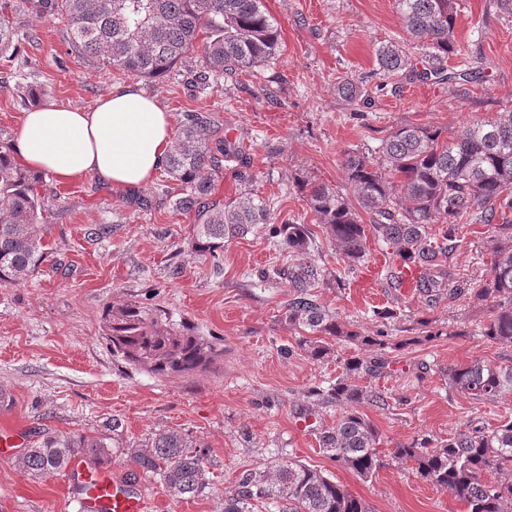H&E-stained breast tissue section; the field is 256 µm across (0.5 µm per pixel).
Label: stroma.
Listing matches in <instances>:
<instances>
[{"mask_svg":"<svg viewBox=\"0 0 512 512\" xmlns=\"http://www.w3.org/2000/svg\"><path fill=\"white\" fill-rule=\"evenodd\" d=\"M18 33L13 59L0 60V143H15L24 112L37 101L88 108L121 84H140L181 125L187 112L217 113L224 128L241 135L253 181L240 180L232 160L215 179L217 198L250 192L267 204L274 223L312 225L313 263L340 275L344 287L319 288L318 301L367 336L380 324L373 308L400 305L394 326L404 349L391 352V370L373 378L391 393L387 409L365 412L384 447L420 434L445 438L468 425L494 428L512 421V395L476 401L448 389L449 368L483 359L512 365V347L476 333L489 311L466 300L429 308L412 292L389 287L388 245L369 240L364 264L338 262L321 226L315 225L297 181L346 192L345 154L372 150L406 123L457 130L512 111V17L495 0H459L454 37L462 53L478 60L484 79L469 86L401 79L397 89L373 90L362 113L336 94L343 75L360 79L375 68L384 43L411 48L395 0H264L277 22L281 47L270 62L207 90L192 83L194 56L166 76L140 79L101 68L70 49L62 17H44L8 0ZM50 207L45 241L52 254L25 284L0 286V434L26 443L54 435L89 434L129 445L154 433L178 430L205 447L213 462L204 496L177 499L159 479L135 471L128 457L113 460V475L136 474L150 512H221L225 491L248 469L298 460L362 498L371 512H467L465 503L421 479L411 466L385 459L372 479H359L319 446L322 427L335 424L334 407H312L307 391L328 386L343 359L368 356L366 347L339 343L334 358L315 363L297 350V336L281 320L292 296L287 281L263 284L260 270L287 264L262 232L225 243L219 265L191 253L196 215H179L166 202L163 173L139 192L92 179L59 184L47 179ZM149 198L151 207L140 206ZM103 224V237L89 228ZM489 227L460 230L450 264L454 273L482 281L488 264L478 255ZM139 301L165 310L222 353L206 370L160 377L113 357L103 337L106 305ZM434 320L442 335L414 341L418 320ZM69 472L35 474L0 460V512H81Z\"/></svg>","mask_w":512,"mask_h":512,"instance_id":"obj_1","label":"stroma"}]
</instances>
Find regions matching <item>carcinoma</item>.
<instances>
[{
	"mask_svg": "<svg viewBox=\"0 0 512 512\" xmlns=\"http://www.w3.org/2000/svg\"><path fill=\"white\" fill-rule=\"evenodd\" d=\"M406 28L420 50V64L399 45L388 42L375 54V74L384 88L397 75L423 82L474 83L480 66L469 60L453 67L444 62L461 55L454 40L458 0H395ZM44 16H60L70 29L73 51L107 70L144 78L169 73L189 53H196L194 86L205 90L223 77L255 68L280 48V30L261 0H28ZM10 4L0 7V56L15 49L16 30ZM336 93L352 111L368 104L363 81L338 78ZM214 112L185 114L163 166L178 182L171 209L196 213L191 250L199 257L219 258L224 243L259 228L288 252L293 263L273 267L261 278L285 279L293 288L282 321L299 335L297 347L314 362L331 355L325 342L360 344L367 357L343 360L342 373L326 388L308 390L316 404L339 408L336 423L321 429L323 453L360 478H373L383 465L381 434L362 407L383 409L388 393L360 378L390 370L389 351L409 340L393 341L379 330L364 336L338 320L317 302L314 289L330 284L325 269L309 258L313 233L306 224L270 223L265 203L251 193L230 201L214 197V176L226 158L243 157L242 142L231 141ZM348 195L304 180L301 188L314 221L322 225L343 263L367 258L369 237L394 247L392 265L419 271L416 290L429 306L444 297L485 304L489 320L480 335L493 344L512 345V112H500L460 131L407 124L381 140L377 155L349 152L344 157ZM44 175L17 165L0 150V286L27 282L46 261L49 200ZM355 199L361 210L351 206ZM370 217L363 223L360 212ZM440 232L429 234V226ZM465 224L491 226L489 277L472 282L453 273L449 260L460 246L457 231ZM104 338L112 355L125 364L160 376H185L206 369L221 355L212 342L176 328L161 314L138 302L107 307ZM448 384L477 401L512 394V366L480 360L448 369ZM127 456L145 474L157 477L171 496L188 499L210 488L209 460L189 435L172 430L127 447L85 434L48 436L23 449L17 465L38 474L58 473L79 458L93 468L112 464L113 453ZM391 459L411 464L425 481L464 502L468 512H512V422L493 429L473 427L438 441L425 434L388 451ZM507 475L487 482L488 471ZM275 512H370L368 505L321 472L297 461H279L244 471L224 492L222 512H254L258 505Z\"/></svg>",
	"mask_w": 512,
	"mask_h": 512,
	"instance_id": "obj_1",
	"label": "carcinoma"
}]
</instances>
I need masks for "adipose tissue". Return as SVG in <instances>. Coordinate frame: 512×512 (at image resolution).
<instances>
[{
	"label": "adipose tissue",
	"mask_w": 512,
	"mask_h": 512,
	"mask_svg": "<svg viewBox=\"0 0 512 512\" xmlns=\"http://www.w3.org/2000/svg\"><path fill=\"white\" fill-rule=\"evenodd\" d=\"M171 142L169 113L124 85L89 109L50 103L25 113L14 157L61 182L89 177L134 192L162 168Z\"/></svg>",
	"instance_id": "ef3b65f1"
}]
</instances>
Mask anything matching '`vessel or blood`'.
I'll list each match as a JSON object with an SVG mask.
<instances>
[{
    "instance_id": "b4317fda",
    "label": "vessel or blood",
    "mask_w": 512,
    "mask_h": 512,
    "mask_svg": "<svg viewBox=\"0 0 512 512\" xmlns=\"http://www.w3.org/2000/svg\"><path fill=\"white\" fill-rule=\"evenodd\" d=\"M71 471L83 488L81 504L86 512H144V500L126 480L112 477L103 469H88L78 460L73 461Z\"/></svg>"
}]
</instances>
